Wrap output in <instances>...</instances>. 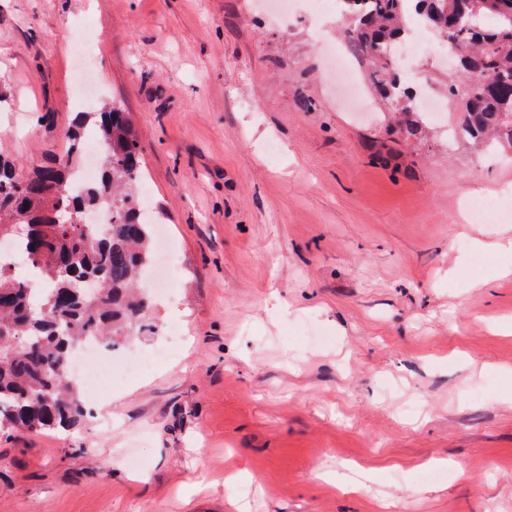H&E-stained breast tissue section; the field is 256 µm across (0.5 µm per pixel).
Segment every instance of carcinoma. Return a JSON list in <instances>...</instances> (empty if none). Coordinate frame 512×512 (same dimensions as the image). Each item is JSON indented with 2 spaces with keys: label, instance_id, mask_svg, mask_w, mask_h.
Returning a JSON list of instances; mask_svg holds the SVG:
<instances>
[{
  "label": "carcinoma",
  "instance_id": "cac0c4a2",
  "mask_svg": "<svg viewBox=\"0 0 512 512\" xmlns=\"http://www.w3.org/2000/svg\"><path fill=\"white\" fill-rule=\"evenodd\" d=\"M354 50L372 63L379 94L396 105V127L408 137L425 127L393 67L391 48L405 34V0H341ZM429 24L445 14L454 24L448 37L463 52L448 79V95L459 110L462 140L493 149H512V0H417ZM97 142L104 156L102 178L79 184L74 171L80 136L67 155L32 175L0 156V432L42 433L71 426L84 416L81 394L69 371V352L93 339L118 343L155 331L149 302L137 287L153 261V225L143 216L138 184L142 147L122 106L96 113ZM101 208L110 214L108 233L74 218ZM25 224L28 233L14 234ZM18 244L38 272L41 287L6 271L3 241ZM104 287L86 298L85 279Z\"/></svg>",
  "mask_w": 512,
  "mask_h": 512
}]
</instances>
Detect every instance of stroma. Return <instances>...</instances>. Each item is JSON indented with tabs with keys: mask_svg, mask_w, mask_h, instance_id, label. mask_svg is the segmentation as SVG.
Listing matches in <instances>:
<instances>
[{
	"mask_svg": "<svg viewBox=\"0 0 512 512\" xmlns=\"http://www.w3.org/2000/svg\"><path fill=\"white\" fill-rule=\"evenodd\" d=\"M322 40L340 15L254 0H0V155L32 174L120 104L176 250L115 349L165 359L80 428L0 435V512H512V222L464 209L512 160L392 132L364 72L353 120Z\"/></svg>",
	"mask_w": 512,
	"mask_h": 512,
	"instance_id": "obj_1",
	"label": "stroma"
}]
</instances>
